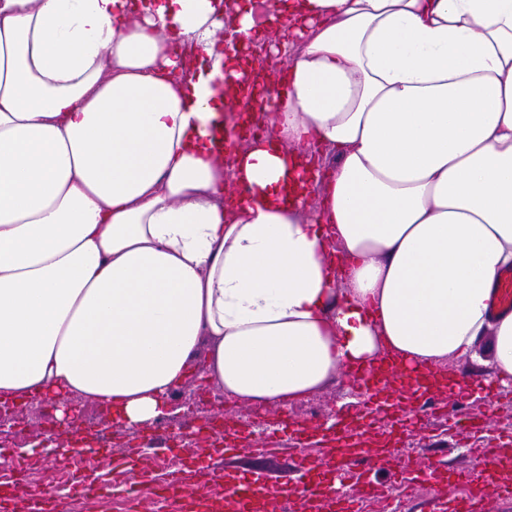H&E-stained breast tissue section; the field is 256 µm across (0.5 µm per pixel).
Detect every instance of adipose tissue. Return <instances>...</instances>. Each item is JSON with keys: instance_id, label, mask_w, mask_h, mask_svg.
Masks as SVG:
<instances>
[{"instance_id": "1", "label": "adipose tissue", "mask_w": 512, "mask_h": 512, "mask_svg": "<svg viewBox=\"0 0 512 512\" xmlns=\"http://www.w3.org/2000/svg\"><path fill=\"white\" fill-rule=\"evenodd\" d=\"M226 7L0 0V405L138 428L198 370L284 404L486 335L511 385L512 0ZM241 107L271 140L238 145ZM489 310L493 315L512 314V270L497 276L492 289Z\"/></svg>"}]
</instances>
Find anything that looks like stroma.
<instances>
[{"mask_svg":"<svg viewBox=\"0 0 512 512\" xmlns=\"http://www.w3.org/2000/svg\"><path fill=\"white\" fill-rule=\"evenodd\" d=\"M367 395L365 386L335 376L303 399L285 405L253 404L232 400L216 384L197 377L176 392L169 415L139 432L113 421L108 407L79 397L71 400L78 410L72 429L60 426L56 403L47 398L0 407V464L22 471L25 481V494L16 500L0 477V512H15L19 501L62 491L72 468L67 458L46 454L42 446L70 447L78 432L95 449L83 461L100 489L82 500L76 512H150L156 484L172 465L189 472L194 491L214 489L213 473L226 469L235 476L265 474L269 487L281 488L292 481L290 469L301 457L322 464L329 459L327 448L297 438V429L314 422L326 424L339 409L360 407ZM437 401L439 410L418 421L398 407L379 410L367 421L372 438L396 441L400 461L416 459L428 449L464 472L472 466L469 445L484 444L490 434L497 438L502 461L512 465V386L495 400L475 383L463 392L438 396ZM460 403L467 415H491L490 427L483 431L453 427L446 410ZM227 408L235 409L237 425L248 436L232 460L225 452L224 430L219 426ZM159 429L168 435V451L163 458L148 463L127 456L137 434L149 435Z\"/></svg>","mask_w":512,"mask_h":512,"instance_id":"35a3bbf8","label":"stroma"}]
</instances>
